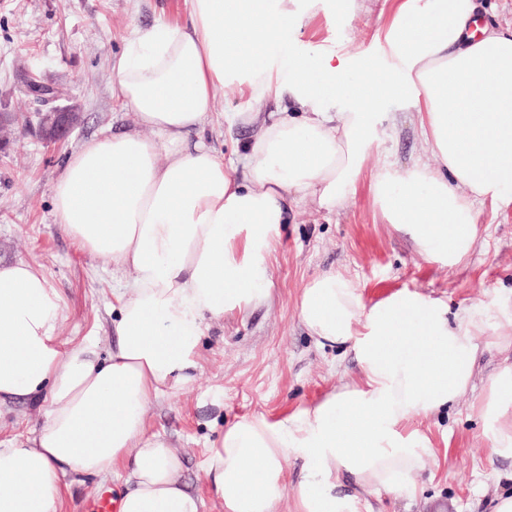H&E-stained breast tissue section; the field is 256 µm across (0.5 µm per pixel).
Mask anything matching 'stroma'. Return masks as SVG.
<instances>
[{
	"mask_svg": "<svg viewBox=\"0 0 512 512\" xmlns=\"http://www.w3.org/2000/svg\"><path fill=\"white\" fill-rule=\"evenodd\" d=\"M189 11V0H0V112L15 118L9 143L0 146V260L28 262L60 293L67 309L62 342L92 336L100 352L111 350L112 291L130 272L89 252L62 228L51 186L85 141L134 128L133 113L112 94L109 72L128 32L160 19L188 23ZM378 14L373 4L351 14L339 0H321L310 29L283 31L277 49L292 55L306 43H318L396 70L388 45L376 36ZM30 75L50 86L65 85L64 102L80 116L55 145L41 142L28 124L39 109L26 89ZM401 105L398 99L382 103V111L400 112L401 122L381 146L371 148L369 169L387 160L403 167L429 162L415 115L401 112ZM248 106L247 98L225 88L213 104L206 143L231 155L248 130L227 128L224 115ZM472 218L477 238L467 263L445 270L424 262L407 235L385 224L368 188H360L341 214L310 207L295 214L273 255L271 301L204 320L194 382L171 383L148 407L147 433L161 434L179 448L186 480L206 495L207 450L227 425L259 413L278 418L355 375L353 356L318 347L299 320L302 289L321 273L349 275L370 302L401 290L439 298L453 316L497 297L512 300V205L478 204ZM43 420L38 404L0 411V445L27 437ZM416 425L435 445L416 479L417 491L371 496L373 512H492L496 497L512 491V459L492 454L468 400L448 412L417 417Z\"/></svg>",
	"mask_w": 512,
	"mask_h": 512,
	"instance_id": "stroma-1",
	"label": "stroma"
}]
</instances>
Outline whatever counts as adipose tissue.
Returning <instances> with one entry per match:
<instances>
[{
  "label": "adipose tissue",
  "instance_id": "obj_1",
  "mask_svg": "<svg viewBox=\"0 0 512 512\" xmlns=\"http://www.w3.org/2000/svg\"><path fill=\"white\" fill-rule=\"evenodd\" d=\"M315 0H191L188 24L133 29L110 60L112 91L136 130L86 141L51 186L59 224L132 277L117 295V341L65 344L64 303L30 264L0 263V408L41 397L45 420L0 447V512H63L66 477L123 472L120 512H203L167 439L146 436V410L171 381L194 379L204 317L269 300V258L290 214L335 213L361 181L390 226L442 268L466 263L475 202L512 204V26L476 28L475 0H383L396 78L351 76L318 45L282 58V29L305 27ZM290 112H228L253 133L225 159L201 139L227 83ZM415 112L432 164L393 162L372 175L369 149ZM299 318L322 347L353 353L359 376L272 420L228 426L206 459L220 512H273L289 457L303 459L296 512H361L362 495L414 491L433 455L415 427L468 399L494 454L512 457V361L473 389L480 348L512 350V304L448 308L417 292L366 302L348 275L303 288ZM360 492L340 495L339 473Z\"/></svg>",
  "mask_w": 512,
  "mask_h": 512
}]
</instances>
